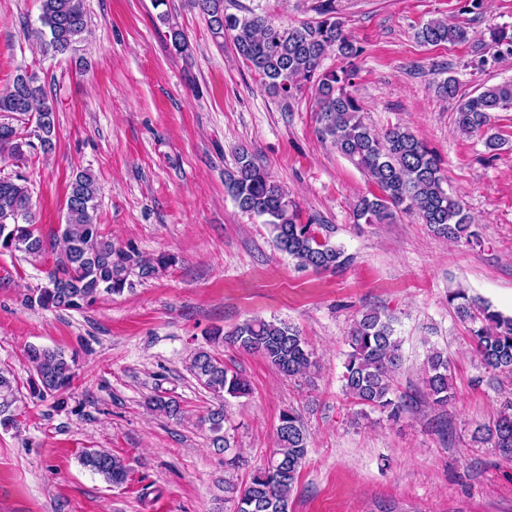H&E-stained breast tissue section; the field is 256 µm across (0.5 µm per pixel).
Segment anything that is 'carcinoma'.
Listing matches in <instances>:
<instances>
[{
	"instance_id": "1",
	"label": "carcinoma",
	"mask_w": 512,
	"mask_h": 512,
	"mask_svg": "<svg viewBox=\"0 0 512 512\" xmlns=\"http://www.w3.org/2000/svg\"><path fill=\"white\" fill-rule=\"evenodd\" d=\"M207 17L215 37L228 35L237 54L260 78L269 93L288 100L303 88L314 92L317 121L322 136L368 176L377 192L361 197L354 208L358 224H387L400 215L417 213L437 237L471 245L478 241L472 218L462 205L443 189L439 162L427 145L409 129L393 126L381 136L363 121L362 105L348 91L357 75L356 60L364 53L344 23L332 16L330 6L321 9L322 19L295 25H276L250 12H224V0H196ZM39 27L32 36L43 51L54 56H74L75 66L86 61L76 56L87 29L83 0H40ZM168 24V37L175 52L186 55V33L160 14ZM427 45L459 44L469 40L467 27L446 18L424 23L415 33ZM490 45L496 56H512V31L505 27L490 31ZM346 60L340 70L320 71L327 50ZM437 94L456 104V123L465 134L485 135L492 150L504 144L491 132V113L512 109V81L484 87L475 96H458V80L448 75L436 83ZM0 114L33 116L36 129L26 134L9 122H0V160L21 161L26 153L48 154L54 148L56 131L52 92L34 71L16 75L10 87L0 92ZM227 193L241 210L264 218L277 248L302 268L337 270L349 258L344 251L319 235L313 224L300 222L296 203L267 169L246 149L239 151L236 168L225 181ZM100 188L87 170L70 180L65 223L58 236L63 256L46 272V280L25 297L30 308L80 311L92 306L103 294H121L133 287L132 277L147 280L173 264L174 258L160 254L146 258L129 244L117 247L103 234L97 222ZM32 191L21 175L0 177V252L41 256L47 250L43 237L35 232ZM448 305L468 325L474 350L488 373L512 372V317H508L457 289L448 293ZM397 318L370 309L354 321L348 336L350 351L342 373V391L350 402L389 418L408 409L407 400L397 394L395 382L402 367V339L397 336ZM210 340L226 343L260 355L279 373L289 378H306L315 373L318 362L300 329L286 321L251 319L224 332L216 329ZM35 379L31 394L39 399L56 398L65 404L75 378L76 354L31 346L27 350ZM189 371L214 396L240 398L249 394L248 381L206 349L197 350ZM424 384L433 404L445 406L452 398L448 357L433 349L427 358ZM17 401L13 381L0 374V424L13 422L12 406ZM149 406L168 417L180 412L177 400L161 395L150 398ZM208 422L213 445L229 449L224 434V406L209 410ZM277 446L266 463L255 469L244 487L235 491L234 512H289L290 494L307 455L308 435L300 414L293 408L280 414L276 428ZM489 438L494 447L512 458V403L500 413ZM82 464L110 484L126 482L128 469L107 450L87 449Z\"/></svg>"
}]
</instances>
